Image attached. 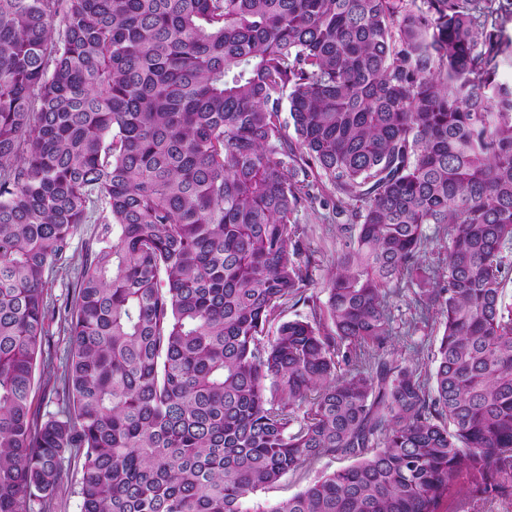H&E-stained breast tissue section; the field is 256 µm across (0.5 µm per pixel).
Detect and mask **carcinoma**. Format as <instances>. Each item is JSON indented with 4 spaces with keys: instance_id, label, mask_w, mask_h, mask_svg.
<instances>
[{
    "instance_id": "cac0c4a2",
    "label": "carcinoma",
    "mask_w": 512,
    "mask_h": 512,
    "mask_svg": "<svg viewBox=\"0 0 512 512\" xmlns=\"http://www.w3.org/2000/svg\"><path fill=\"white\" fill-rule=\"evenodd\" d=\"M511 19L512 0H0V512H48L72 450L81 512H245L336 456L354 463L261 512H440L462 476L511 498ZM317 205L349 233L327 300L265 342L310 301L297 214ZM89 223L56 310L46 273ZM394 296L409 331L443 325L426 374L386 357ZM45 340V356L51 359L50 374L45 369L44 374L38 368L35 376V387L32 393L33 406L41 414H54L58 411L54 388L61 386L64 376L65 358L71 348V339L67 324L55 317L49 321Z\"/></svg>"
}]
</instances>
